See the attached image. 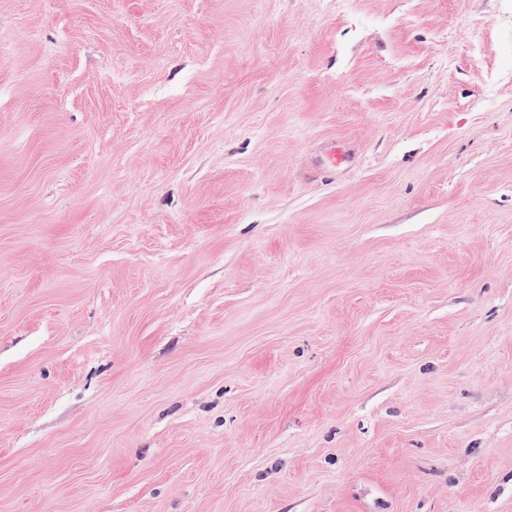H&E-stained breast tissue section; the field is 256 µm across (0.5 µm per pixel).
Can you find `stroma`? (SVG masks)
Wrapping results in <instances>:
<instances>
[{"instance_id":"35a3bbf8","label":"stroma","mask_w":512,"mask_h":512,"mask_svg":"<svg viewBox=\"0 0 512 512\" xmlns=\"http://www.w3.org/2000/svg\"><path fill=\"white\" fill-rule=\"evenodd\" d=\"M0 512H512V0H0Z\"/></svg>"}]
</instances>
